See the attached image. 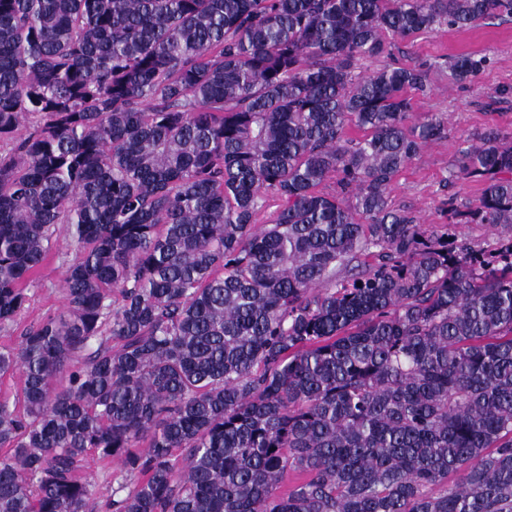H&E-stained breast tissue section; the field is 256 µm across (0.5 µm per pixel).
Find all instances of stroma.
Segmentation results:
<instances>
[{
  "label": "stroma",
  "instance_id": "stroma-1",
  "mask_svg": "<svg viewBox=\"0 0 512 512\" xmlns=\"http://www.w3.org/2000/svg\"><path fill=\"white\" fill-rule=\"evenodd\" d=\"M462 54L487 60L474 82L463 84L455 78L452 64ZM388 63L424 67L425 89L407 92L411 119L434 115L444 123L443 132L394 178L390 202L412 212L420 223H447L449 202H475L484 188L481 181L453 177L468 139L490 127L512 132V17L492 16L463 29L442 25L393 41L387 54L356 61L354 72L366 76ZM493 93L498 96L494 102L489 99ZM74 253L73 239L66 230H58L15 323L0 329V347L16 345L24 329L62 309V272ZM86 474L95 486L97 512H109L114 489L121 485L130 489L138 481L119 462H103L94 455L88 458Z\"/></svg>",
  "mask_w": 512,
  "mask_h": 512
}]
</instances>
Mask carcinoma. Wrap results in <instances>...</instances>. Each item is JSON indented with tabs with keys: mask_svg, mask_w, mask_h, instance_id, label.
Returning a JSON list of instances; mask_svg holds the SVG:
<instances>
[{
	"mask_svg": "<svg viewBox=\"0 0 512 512\" xmlns=\"http://www.w3.org/2000/svg\"><path fill=\"white\" fill-rule=\"evenodd\" d=\"M504 15L0 0L1 328L58 227L76 242L63 309L0 349L23 378L0 512H95L91 451L141 475L113 512H512V133L477 134L481 197L421 224L389 194L443 127L408 125L426 72L354 75L388 37Z\"/></svg>",
	"mask_w": 512,
	"mask_h": 512,
	"instance_id": "cac0c4a2",
	"label": "carcinoma"
}]
</instances>
